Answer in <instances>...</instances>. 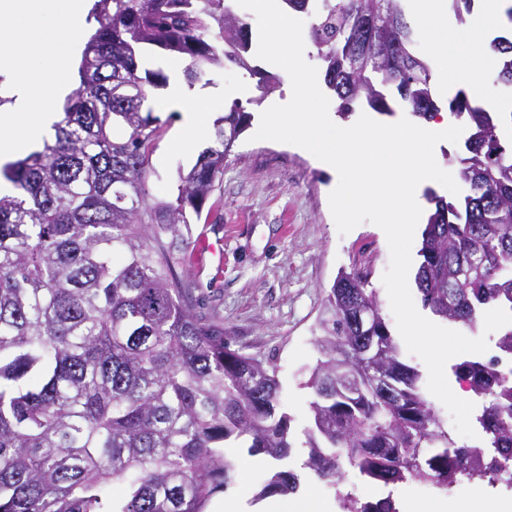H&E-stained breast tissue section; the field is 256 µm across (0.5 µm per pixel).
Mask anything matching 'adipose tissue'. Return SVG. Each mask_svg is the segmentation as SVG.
Listing matches in <instances>:
<instances>
[{
  "mask_svg": "<svg viewBox=\"0 0 512 512\" xmlns=\"http://www.w3.org/2000/svg\"><path fill=\"white\" fill-rule=\"evenodd\" d=\"M415 18L424 34L426 51L435 65L442 91L463 84L482 93L492 68L489 44L507 31L505 0H478L479 7L466 28L458 29L448 18L444 0H413ZM161 111L181 113V136L175 149L186 150L204 140L210 131V105L189 98L181 84H173L165 97L153 100Z\"/></svg>",
  "mask_w": 512,
  "mask_h": 512,
  "instance_id": "obj_1",
  "label": "adipose tissue"
}]
</instances>
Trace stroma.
Masks as SVG:
<instances>
[{"mask_svg":"<svg viewBox=\"0 0 512 512\" xmlns=\"http://www.w3.org/2000/svg\"><path fill=\"white\" fill-rule=\"evenodd\" d=\"M260 67L278 79L267 95H260L257 77L237 69L213 72L209 83H197L193 91L223 95L228 106L240 101L251 113L264 111L284 98L289 76L265 61ZM160 118L166 131L151 156L148 180L155 200L175 193L180 173L197 160L174 147L179 112H164ZM335 186V173L310 156L285 143L253 140L251 131H244L224 161L210 208L183 230L188 248L174 253L171 263L195 313L223 326L231 349L274 361L281 407L292 416L297 435L308 423L306 368L316 359L312 329L338 271L367 268L388 326L396 324L382 281L390 262L388 242L370 222L339 233L329 206ZM344 488L363 502L393 495L400 512L430 499L448 498L464 506L480 491L476 484L445 492L408 482L390 493L353 472L347 473Z\"/></svg>","mask_w":512,"mask_h":512,"instance_id":"stroma-1","label":"stroma"}]
</instances>
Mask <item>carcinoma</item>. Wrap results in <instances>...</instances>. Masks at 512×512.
I'll list each match as a JSON object with an SVG mask.
<instances>
[{"label":"carcinoma","instance_id":"carcinoma-1","mask_svg":"<svg viewBox=\"0 0 512 512\" xmlns=\"http://www.w3.org/2000/svg\"><path fill=\"white\" fill-rule=\"evenodd\" d=\"M404 2L282 0L309 18L341 117L364 105L390 115L394 98L418 118L439 111ZM474 2L448 0L458 24ZM91 18L54 139L0 165L18 191L0 196V512H203L235 470L225 441L241 437L278 464L259 496L294 493L296 441L275 364L225 345L224 328L192 311L170 265L180 225L201 217L251 115L233 103L214 145L179 173L177 195L149 203L163 127L142 107L169 77L142 67L141 48L183 60L190 88L229 65L259 76L264 94L277 80L251 65V27L233 0H95ZM490 48L493 75L511 89L512 40ZM448 111L469 130L456 169L464 193L426 191L415 284L423 308L471 326L485 309L512 311V112H488L463 89ZM475 254L480 264L458 277ZM365 336L377 342L367 361ZM312 344L301 447L319 480L337 488L349 469L386 487L499 480L512 456V381L498 359L453 366L481 404L482 445L472 447L444 428L361 269L337 276ZM338 498L344 512H396L390 495L382 505Z\"/></svg>","mask_w":512,"mask_h":512}]
</instances>
